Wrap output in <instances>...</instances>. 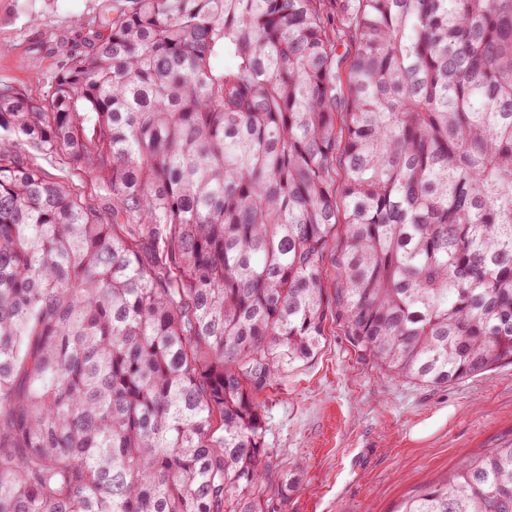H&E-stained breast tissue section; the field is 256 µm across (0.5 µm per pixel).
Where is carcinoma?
<instances>
[{
	"label": "carcinoma",
	"instance_id": "carcinoma-1",
	"mask_svg": "<svg viewBox=\"0 0 512 512\" xmlns=\"http://www.w3.org/2000/svg\"><path fill=\"white\" fill-rule=\"evenodd\" d=\"M335 321L512 365V0H126L0 80V512H268L256 396ZM396 512H512V442Z\"/></svg>",
	"mask_w": 512,
	"mask_h": 512
}]
</instances>
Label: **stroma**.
Instances as JSON below:
<instances>
[{"instance_id":"obj_1","label":"stroma","mask_w":512,"mask_h":512,"mask_svg":"<svg viewBox=\"0 0 512 512\" xmlns=\"http://www.w3.org/2000/svg\"><path fill=\"white\" fill-rule=\"evenodd\" d=\"M114 0H0V80L42 93L61 50ZM271 453L267 491L297 487L277 512H395L411 491L464 459L512 441V365L432 387L365 360L339 324L320 351L258 395ZM441 423L422 439L415 428Z\"/></svg>"}]
</instances>
